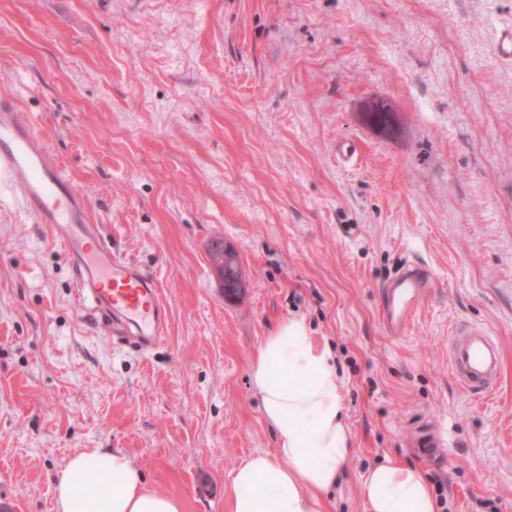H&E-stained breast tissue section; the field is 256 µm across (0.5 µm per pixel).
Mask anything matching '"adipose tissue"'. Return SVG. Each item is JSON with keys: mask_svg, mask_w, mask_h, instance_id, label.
<instances>
[{"mask_svg": "<svg viewBox=\"0 0 512 512\" xmlns=\"http://www.w3.org/2000/svg\"><path fill=\"white\" fill-rule=\"evenodd\" d=\"M252 391L274 449L244 458L224 492L225 512H323L343 481L352 454L331 347L290 319L265 336L250 371ZM103 473L113 481L95 491ZM368 512H436L422 472L388 457L364 474ZM54 512H183L182 502L148 488L134 460L120 448H92L72 456L53 478Z\"/></svg>", "mask_w": 512, "mask_h": 512, "instance_id": "obj_1", "label": "adipose tissue"}]
</instances>
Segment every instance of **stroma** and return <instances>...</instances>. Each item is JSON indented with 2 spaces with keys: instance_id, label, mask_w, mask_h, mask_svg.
<instances>
[{
  "instance_id": "1",
  "label": "stroma",
  "mask_w": 512,
  "mask_h": 512,
  "mask_svg": "<svg viewBox=\"0 0 512 512\" xmlns=\"http://www.w3.org/2000/svg\"><path fill=\"white\" fill-rule=\"evenodd\" d=\"M509 27L512 0H0V96L170 313L149 354L113 339L0 189V512H54L56 471L87 448L125 450L183 512H225L233 469L273 446L254 354L292 318L331 345L352 432L326 512H366L360 480L388 456L437 512H512ZM375 101L394 133L365 122ZM410 258L437 287L394 337L381 288ZM465 323L502 347L487 399L448 365ZM419 424L452 454L421 458ZM210 260L224 282V292L227 296L232 295L234 290L237 292L243 290L245 284L234 252L224 248L223 253L219 256H212Z\"/></svg>"
}]
</instances>
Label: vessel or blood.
Listing matches in <instances>:
<instances>
[{"instance_id":"obj_1","label":"vessel or blood","mask_w":512,"mask_h":512,"mask_svg":"<svg viewBox=\"0 0 512 512\" xmlns=\"http://www.w3.org/2000/svg\"><path fill=\"white\" fill-rule=\"evenodd\" d=\"M18 190L24 208L48 225L74 271L77 293L87 311L121 330L140 352L164 341L168 309L157 280L138 263L113 252L103 225L91 223L89 205L77 194L64 168L45 150L33 123L20 117L10 98L0 97V187ZM436 286L435 276L418 263L405 262L382 288V320L396 336L406 332L421 304ZM502 351L491 332L463 325L448 347V362L468 393L486 397L496 390ZM425 456L447 445L429 428L411 436Z\"/></svg>"}]
</instances>
